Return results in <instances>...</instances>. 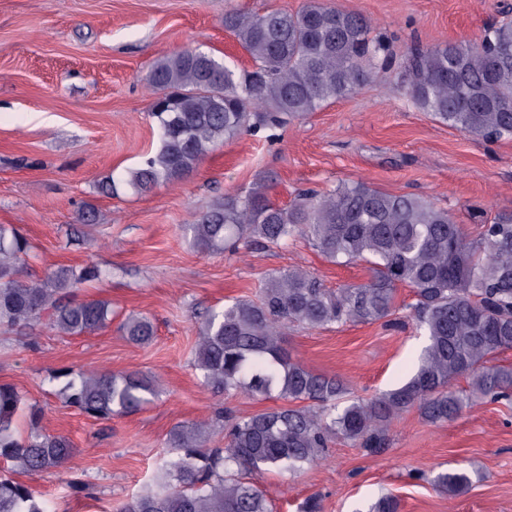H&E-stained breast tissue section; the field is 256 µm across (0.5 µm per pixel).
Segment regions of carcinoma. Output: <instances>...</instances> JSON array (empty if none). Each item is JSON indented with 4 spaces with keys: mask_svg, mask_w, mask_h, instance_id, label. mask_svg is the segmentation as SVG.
<instances>
[{
    "mask_svg": "<svg viewBox=\"0 0 512 512\" xmlns=\"http://www.w3.org/2000/svg\"><path fill=\"white\" fill-rule=\"evenodd\" d=\"M224 28L252 69L197 49L151 66L158 146L120 178L133 192L175 185L218 144L302 118L354 94L392 65L368 17L323 0H306L294 12L229 11ZM402 77L412 103L440 122L473 137H512V18L472 41L414 46ZM268 188L261 180L245 193L224 196L181 227L188 243L217 253L241 243L304 238L331 263H367L370 277L335 291L306 269L283 268L264 278L256 299L208 309L193 359L200 384L280 405L249 416L219 413L222 448L211 445L206 422L174 426L148 483L116 512H274L252 474L296 475L324 460L334 438L379 453L393 423L412 409L442 424L475 400H512V368L491 364L494 355L512 349V214L481 225L471 238L448 209L366 182H341L322 193L301 190L287 206L273 203ZM30 258L29 241L14 225L0 224V329L45 324L80 336L109 326L108 301L76 297L107 270L61 266L29 281L23 268ZM402 285L414 293L412 319L426 344L401 386L350 397L343 380L308 369L284 348L294 327L372 324L393 315ZM123 331L142 346L156 335L147 316L130 317ZM460 377L469 379L468 389L452 387ZM52 380L64 403L96 419L137 413L162 393L154 376L139 371L63 368ZM44 419L43 407L25 406L16 387L0 384V512H51L31 480L63 467L74 448L67 436L43 427ZM431 483L451 500L472 477L444 471ZM355 512H400V503L385 495Z\"/></svg>",
    "mask_w": 512,
    "mask_h": 512,
    "instance_id": "cac0c4a2",
    "label": "carcinoma"
}]
</instances>
